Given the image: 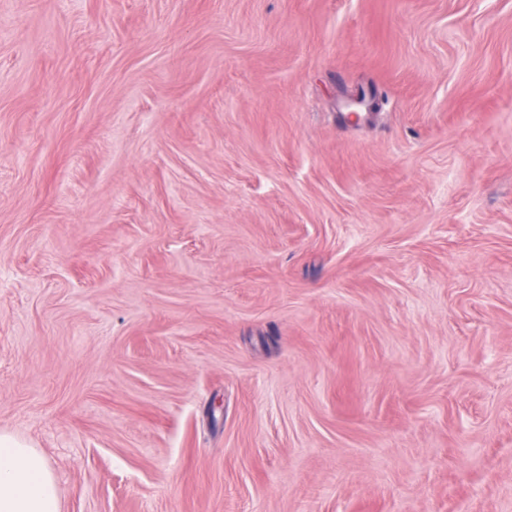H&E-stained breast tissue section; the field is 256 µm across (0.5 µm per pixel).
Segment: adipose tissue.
Returning <instances> with one entry per match:
<instances>
[{"label": "adipose tissue", "mask_w": 512, "mask_h": 512, "mask_svg": "<svg viewBox=\"0 0 512 512\" xmlns=\"http://www.w3.org/2000/svg\"><path fill=\"white\" fill-rule=\"evenodd\" d=\"M0 512H60L47 459L28 443L0 435Z\"/></svg>", "instance_id": "1"}]
</instances>
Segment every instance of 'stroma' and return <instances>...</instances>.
I'll return each mask as SVG.
<instances>
[{"label": "stroma", "mask_w": 512, "mask_h": 512, "mask_svg": "<svg viewBox=\"0 0 512 512\" xmlns=\"http://www.w3.org/2000/svg\"><path fill=\"white\" fill-rule=\"evenodd\" d=\"M0 434L60 512H512V0H0Z\"/></svg>", "instance_id": "35a3bbf8"}]
</instances>
